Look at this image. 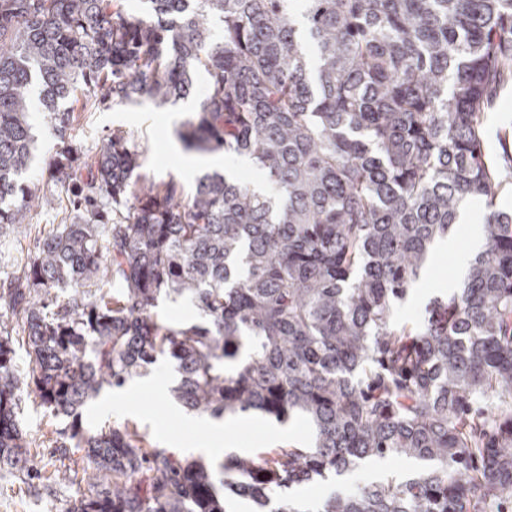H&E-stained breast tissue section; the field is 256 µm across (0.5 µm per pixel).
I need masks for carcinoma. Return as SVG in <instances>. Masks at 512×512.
Returning a JSON list of instances; mask_svg holds the SVG:
<instances>
[{
  "mask_svg": "<svg viewBox=\"0 0 512 512\" xmlns=\"http://www.w3.org/2000/svg\"><path fill=\"white\" fill-rule=\"evenodd\" d=\"M143 4L0 0V236L57 201L24 183L35 88L58 139L50 177L76 211L0 286V470L37 469L19 420L32 395L67 420L61 453L92 468L66 512H227L223 495L272 512H512V211L483 140L512 83V0H306L302 28L287 0ZM199 68L209 88L183 149L245 158L279 197L218 173L186 199L138 189L119 130L76 155L73 105L184 99ZM468 200L484 246L463 286L432 320L397 322ZM166 300L199 321L159 320ZM160 357L184 408L302 417L314 442L217 471L128 421L85 430L90 401ZM387 456L421 470L306 509L286 495Z\"/></svg>",
  "mask_w": 512,
  "mask_h": 512,
  "instance_id": "carcinoma-1",
  "label": "carcinoma"
}]
</instances>
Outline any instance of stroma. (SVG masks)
<instances>
[{
  "mask_svg": "<svg viewBox=\"0 0 512 512\" xmlns=\"http://www.w3.org/2000/svg\"><path fill=\"white\" fill-rule=\"evenodd\" d=\"M203 71L194 75V90L185 99L158 106L146 101L139 105L98 106L74 113L69 129L70 142L79 157L93 156L112 132L120 130L129 136L141 155L139 170L142 183H177L183 196H190L200 177L199 172L187 171L185 152L177 138L182 121L191 118L199 109L206 90ZM32 120L39 137L37 157L27 173V185L33 194H57L59 203L54 209H32L19 216L20 228L16 235L0 238V283L22 276L38 241L53 226L69 222L72 213L65 191L50 178L47 166L56 151L57 139L50 120L41 108H34ZM489 157L499 166L512 165L504 157L498 136L506 134L512 140V85L505 88L487 114ZM461 276L452 254L433 251L409 299L399 307V320L418 322L426 315V308L438 296L459 287ZM178 375L164 358L149 366L147 372L135 378L121 391L126 402L108 407L102 400L90 402L83 411L82 424L93 430L101 425L136 422L159 447L186 457L196 443L218 441L222 447H233L240 452L256 455L279 444L267 430L268 419L246 415L235 421H220L218 430H210L186 420V410L177 402L172 389ZM26 432L39 444L40 475H26L19 471H0V512H64L71 500L74 486L55 484L53 473L61 465L71 466L76 483L85 478L82 453L69 449L59 455L49 448L59 421L46 414L32 401L21 404Z\"/></svg>",
  "mask_w": 512,
  "mask_h": 512,
  "instance_id": "obj_1",
  "label": "stroma"
}]
</instances>
